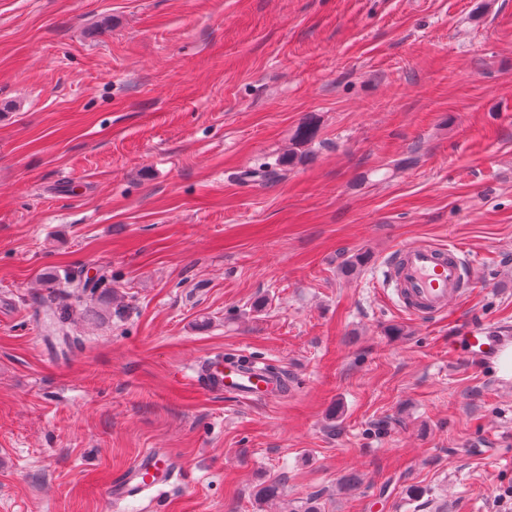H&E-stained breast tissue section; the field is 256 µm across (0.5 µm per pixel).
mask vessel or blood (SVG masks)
Here are the masks:
<instances>
[{"mask_svg":"<svg viewBox=\"0 0 512 512\" xmlns=\"http://www.w3.org/2000/svg\"><path fill=\"white\" fill-rule=\"evenodd\" d=\"M389 273L400 306L410 315L426 318L447 312L450 304L463 301L475 283L465 253L457 246L440 248L413 243L397 249L389 261ZM473 356L492 362L506 336L500 327L478 322L467 329ZM202 390L224 392L243 399L279 397V387L259 369H245L239 357L220 354L202 360L197 369ZM181 470L180 459L167 449H153L110 478L103 487L108 503L152 498L159 500Z\"/></svg>","mask_w":512,"mask_h":512,"instance_id":"vessel-or-blood-1","label":"vessel or blood"}]
</instances>
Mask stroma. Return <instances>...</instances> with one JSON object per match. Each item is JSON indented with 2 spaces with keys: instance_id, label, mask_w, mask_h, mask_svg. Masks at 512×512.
Here are the masks:
<instances>
[{
  "instance_id": "stroma-1",
  "label": "stroma",
  "mask_w": 512,
  "mask_h": 512,
  "mask_svg": "<svg viewBox=\"0 0 512 512\" xmlns=\"http://www.w3.org/2000/svg\"><path fill=\"white\" fill-rule=\"evenodd\" d=\"M413 242L476 269L446 314L382 279ZM481 320L512 326V0H0V512H503ZM218 352L287 393L203 391ZM147 448L182 461L164 497L106 506Z\"/></svg>"
}]
</instances>
